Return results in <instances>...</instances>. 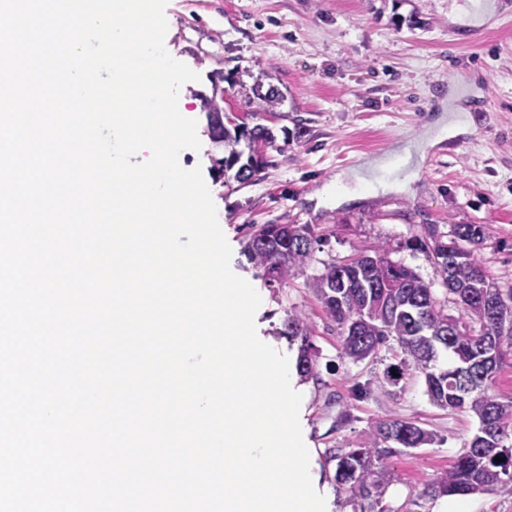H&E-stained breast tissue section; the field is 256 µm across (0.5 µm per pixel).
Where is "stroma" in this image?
<instances>
[{"mask_svg":"<svg viewBox=\"0 0 512 512\" xmlns=\"http://www.w3.org/2000/svg\"><path fill=\"white\" fill-rule=\"evenodd\" d=\"M496 2L495 15L468 26L459 17L469 0H168V44L200 75L180 91L187 118L204 123L197 94L210 91L207 75L220 70L226 115L265 125L277 137L265 150L267 166L245 185L214 177L213 160L224 150L208 136L185 163L201 166L213 188L234 269L265 295L258 335L293 360L297 350L277 328L297 312L313 329L319 379L301 385L302 427L332 512L354 509L325 449L367 442L377 420L415 421L441 442L390 458L384 502L392 512H441L443 500L421 493L451 468L478 422L434 406L419 376L392 386L383 362L344 358L308 276L273 287L248 261L250 227L313 225L324 236L316 274L356 251L386 247L391 260L432 282L441 298L445 289L431 260L408 240L426 238L431 226L446 234L455 224H482L488 240L480 256L502 287L512 286V0ZM259 83L279 90L275 108L254 97ZM457 86L458 105L476 115L477 126L428 148L415 170L381 173V180L408 182L409 191L366 189L352 202H316L315 193L338 174L401 141L425 138L439 100Z\"/></svg>","mask_w":512,"mask_h":512,"instance_id":"stroma-1","label":"stroma"}]
</instances>
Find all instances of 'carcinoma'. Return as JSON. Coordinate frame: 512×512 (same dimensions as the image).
I'll use <instances>...</instances> for the list:
<instances>
[{"instance_id":"obj_1","label":"carcinoma","mask_w":512,"mask_h":512,"mask_svg":"<svg viewBox=\"0 0 512 512\" xmlns=\"http://www.w3.org/2000/svg\"><path fill=\"white\" fill-rule=\"evenodd\" d=\"M208 120V132L224 133L228 156L219 160L222 175L248 182L265 164L258 147L275 142L263 125L228 127L224 107L216 94L199 93ZM246 139L251 151L246 162L236 149ZM245 251L265 269L269 280L283 282L304 273L315 260L321 238L309 224H290L288 234L280 224L251 226ZM429 240L413 238L409 245L429 254L443 280L448 304L434 295L432 283L414 269L393 261L381 248L369 255L356 253L344 263H327L311 277L310 286L327 316L340 330L342 354L355 362L377 359L382 350L399 351L403 358L384 369V379L395 386L409 371L424 378L432 404L466 411L478 421L468 448L423 495L492 494L512 497V396L493 392L495 375L512 365V287L503 288L489 275L478 251L487 241L482 224H454L442 236L428 228ZM280 334L298 343L297 371L305 379H318L319 351L311 329L297 313L285 319ZM443 443L435 433L412 421L389 418L371 425L369 445L348 444L326 450L335 463V482L352 496L368 501L369 512H393L382 505L392 473L387 459L406 448Z\"/></svg>"}]
</instances>
